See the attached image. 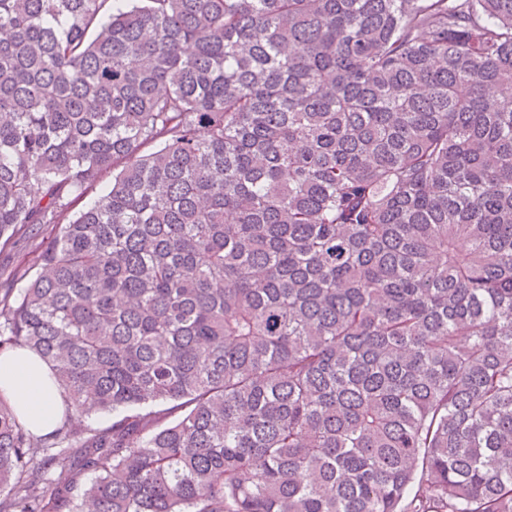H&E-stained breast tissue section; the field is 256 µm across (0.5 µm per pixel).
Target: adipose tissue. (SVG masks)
Listing matches in <instances>:
<instances>
[{
    "instance_id": "obj_1",
    "label": "adipose tissue",
    "mask_w": 512,
    "mask_h": 512,
    "mask_svg": "<svg viewBox=\"0 0 512 512\" xmlns=\"http://www.w3.org/2000/svg\"><path fill=\"white\" fill-rule=\"evenodd\" d=\"M0 397L39 436L51 433L63 417V396L47 366L24 349L0 355Z\"/></svg>"
}]
</instances>
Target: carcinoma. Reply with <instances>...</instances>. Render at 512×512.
<instances>
[{"label": "carcinoma", "instance_id": "cac0c4a2", "mask_svg": "<svg viewBox=\"0 0 512 512\" xmlns=\"http://www.w3.org/2000/svg\"><path fill=\"white\" fill-rule=\"evenodd\" d=\"M0 247V512H512V0H0ZM0 396L35 435L45 436L61 423L63 396L47 366L27 350L0 355Z\"/></svg>", "mask_w": 512, "mask_h": 512}]
</instances>
